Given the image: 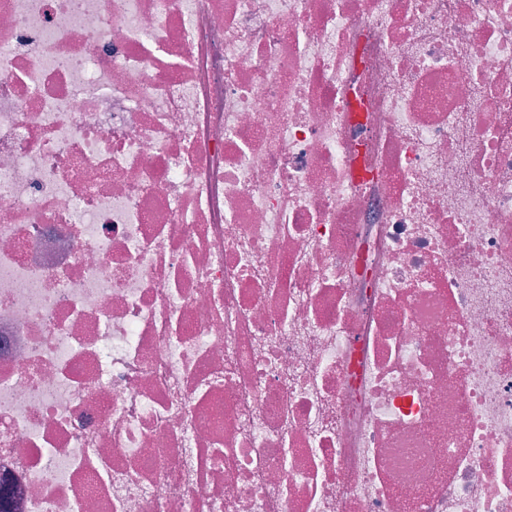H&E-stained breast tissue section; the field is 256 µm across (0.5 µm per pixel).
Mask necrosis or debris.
Masks as SVG:
<instances>
[{"mask_svg":"<svg viewBox=\"0 0 512 512\" xmlns=\"http://www.w3.org/2000/svg\"><path fill=\"white\" fill-rule=\"evenodd\" d=\"M1 473L512 512V0H0Z\"/></svg>","mask_w":512,"mask_h":512,"instance_id":"1","label":"necrosis or debris"}]
</instances>
